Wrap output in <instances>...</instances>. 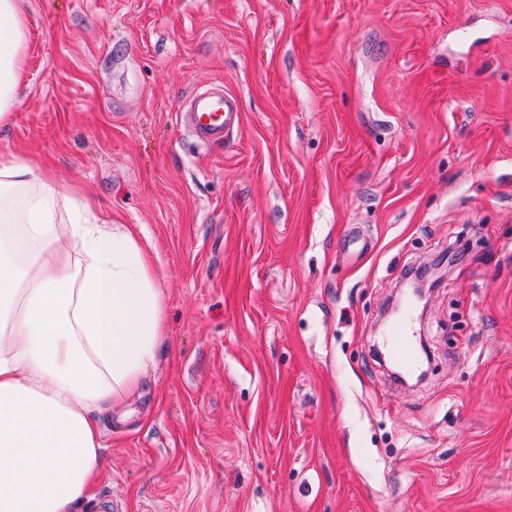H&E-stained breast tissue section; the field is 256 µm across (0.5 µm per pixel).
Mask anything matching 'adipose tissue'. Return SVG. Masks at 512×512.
Wrapping results in <instances>:
<instances>
[{
    "mask_svg": "<svg viewBox=\"0 0 512 512\" xmlns=\"http://www.w3.org/2000/svg\"><path fill=\"white\" fill-rule=\"evenodd\" d=\"M28 19L0 0V127L25 89ZM164 293L146 236L38 161L0 155V512H76L96 415L154 365Z\"/></svg>",
    "mask_w": 512,
    "mask_h": 512,
    "instance_id": "obj_1",
    "label": "adipose tissue"
}]
</instances>
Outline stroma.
Wrapping results in <instances>:
<instances>
[{"instance_id": "35a3bbf8", "label": "stroma", "mask_w": 512, "mask_h": 512, "mask_svg": "<svg viewBox=\"0 0 512 512\" xmlns=\"http://www.w3.org/2000/svg\"><path fill=\"white\" fill-rule=\"evenodd\" d=\"M23 5L0 153L93 187L164 276L80 512H512V0ZM210 84L241 122L201 147L176 114ZM458 251L402 385L384 312Z\"/></svg>"}]
</instances>
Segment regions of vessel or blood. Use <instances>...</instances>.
Returning <instances> with one entry per match:
<instances>
[{"instance_id":"obj_1","label":"vessel or blood","mask_w":512,"mask_h":512,"mask_svg":"<svg viewBox=\"0 0 512 512\" xmlns=\"http://www.w3.org/2000/svg\"><path fill=\"white\" fill-rule=\"evenodd\" d=\"M241 120L239 99L226 93L223 85L193 90L177 114L178 123L203 147L223 143L238 128ZM388 349L402 368L414 369L419 361V346L406 323H398L389 334Z\"/></svg>"}]
</instances>
